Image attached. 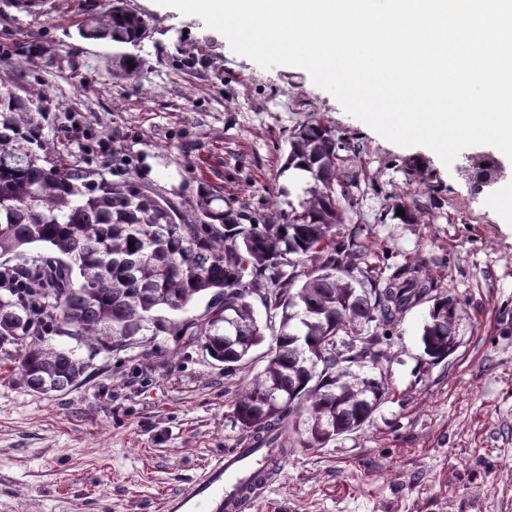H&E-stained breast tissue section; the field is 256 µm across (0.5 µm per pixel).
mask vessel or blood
Returning <instances> with one entry per match:
<instances>
[{
	"mask_svg": "<svg viewBox=\"0 0 512 512\" xmlns=\"http://www.w3.org/2000/svg\"><path fill=\"white\" fill-rule=\"evenodd\" d=\"M261 463V457L244 445L227 450L191 487L166 500V512H249L250 501L241 500L237 490Z\"/></svg>",
	"mask_w": 512,
	"mask_h": 512,
	"instance_id": "vessel-or-blood-1",
	"label": "vessel or blood"
}]
</instances>
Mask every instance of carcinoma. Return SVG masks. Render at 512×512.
Here are the masks:
<instances>
[{
    "mask_svg": "<svg viewBox=\"0 0 512 512\" xmlns=\"http://www.w3.org/2000/svg\"><path fill=\"white\" fill-rule=\"evenodd\" d=\"M148 31L123 0H108L78 28L84 39L112 43V77L139 84L147 72L122 48ZM49 98L44 86L0 93V255L48 250L0 267V285L14 282L0 292V350H21L16 375L28 389L62 391L86 369L73 352L45 342L46 320L107 348L151 325L164 328L163 314L207 296L202 314L173 323L176 342H200L212 359L239 364L276 319L266 365L239 389L233 408L249 447L276 449L253 476L257 486L288 455L285 434L319 448L370 420L385 387L363 364L378 366L386 334L425 297L433 305L421 331L424 354L443 360L456 351L454 298L432 295L434 279L416 266L373 278L356 263V235L336 234L337 194L346 185L339 152L349 143L331 128L305 126L289 142L288 165L309 175L299 207L256 217L205 194L184 210L131 179L108 180L70 163L43 133ZM495 164L489 155L471 157L478 179ZM259 291L274 311L264 324L252 302Z\"/></svg>",
    "mask_w": 512,
    "mask_h": 512,
    "instance_id": "carcinoma-1",
    "label": "carcinoma"
}]
</instances>
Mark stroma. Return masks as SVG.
I'll return each instance as SVG.
<instances>
[{
  "instance_id": "stroma-1",
  "label": "stroma",
  "mask_w": 512,
  "mask_h": 512,
  "mask_svg": "<svg viewBox=\"0 0 512 512\" xmlns=\"http://www.w3.org/2000/svg\"><path fill=\"white\" fill-rule=\"evenodd\" d=\"M104 0H0V70L16 92L45 85V132L84 168L128 178L188 208L200 194L249 214L299 204L305 180L288 141L321 123L358 145L338 234L357 232L375 276L423 267L458 301L455 353L424 355L431 301L408 310L387 341L386 395L356 432L295 446L250 512H512V212L476 192L464 149L452 165L401 147L347 114L300 67L265 69L235 54L202 19L126 0L152 34L132 47L145 86L114 79L110 44L79 36ZM415 210L405 221L399 204ZM87 368L38 394L14 379L19 352H0V512H163L242 430L234 399L263 369L267 345L226 367L194 343L150 330L92 351L48 325Z\"/></svg>"
}]
</instances>
